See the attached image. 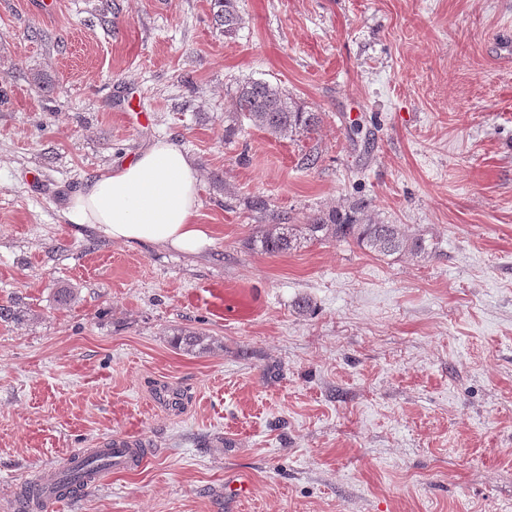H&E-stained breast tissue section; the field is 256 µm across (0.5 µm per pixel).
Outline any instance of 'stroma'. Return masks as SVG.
Returning <instances> with one entry per match:
<instances>
[{"label":"stroma","instance_id":"35a3bbf8","mask_svg":"<svg viewBox=\"0 0 512 512\" xmlns=\"http://www.w3.org/2000/svg\"><path fill=\"white\" fill-rule=\"evenodd\" d=\"M237 9L227 36L210 0H0V306L27 313L0 321V512L118 435L143 464L47 512H512V0ZM247 79L321 126L225 140ZM161 138L199 168L210 247L66 222ZM358 197L430 253L249 245L270 213ZM177 329L221 347L185 354ZM231 477L251 487L233 504Z\"/></svg>","mask_w":512,"mask_h":512}]
</instances>
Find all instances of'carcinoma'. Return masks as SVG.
Wrapping results in <instances>:
<instances>
[{
    "label": "carcinoma",
    "instance_id": "1",
    "mask_svg": "<svg viewBox=\"0 0 512 512\" xmlns=\"http://www.w3.org/2000/svg\"><path fill=\"white\" fill-rule=\"evenodd\" d=\"M236 0H212L213 20L217 28L231 35L241 25ZM235 111L224 116V139L230 140L241 131V120L276 139H291L316 131L322 122L321 113L309 112L277 84L249 79L238 85ZM335 239L353 241L371 252L390 256L409 253L415 257L428 254L425 238L410 236L397 224L379 218L373 201L357 199L347 205L332 207L315 215L306 224H268L252 240V248L261 254L274 255L301 247L308 241ZM174 346L187 354L207 352L217 341L202 332L178 330L173 333ZM107 457L95 455L83 461V469H66L59 474V497L66 498L85 487L96 472L108 468Z\"/></svg>",
    "mask_w": 512,
    "mask_h": 512
}]
</instances>
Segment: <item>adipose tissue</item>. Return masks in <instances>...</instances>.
Listing matches in <instances>:
<instances>
[{"instance_id":"obj_1","label":"adipose tissue","mask_w":512,"mask_h":512,"mask_svg":"<svg viewBox=\"0 0 512 512\" xmlns=\"http://www.w3.org/2000/svg\"><path fill=\"white\" fill-rule=\"evenodd\" d=\"M200 173L174 143L158 139L73 194L64 216L119 242L199 252L209 229L196 223Z\"/></svg>"}]
</instances>
